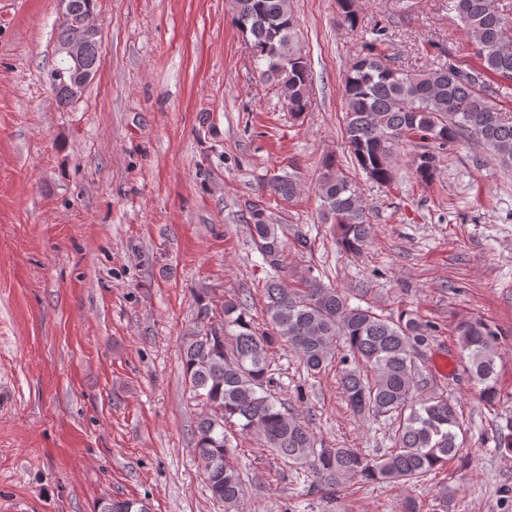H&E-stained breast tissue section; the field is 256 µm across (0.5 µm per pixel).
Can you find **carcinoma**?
Wrapping results in <instances>:
<instances>
[{
    "label": "carcinoma",
    "instance_id": "carcinoma-1",
    "mask_svg": "<svg viewBox=\"0 0 512 512\" xmlns=\"http://www.w3.org/2000/svg\"><path fill=\"white\" fill-rule=\"evenodd\" d=\"M341 24L359 25L355 0H337ZM471 39L480 68L465 69L448 61L419 73L395 64L376 44L383 29L365 43L345 75L342 100L345 137L351 156L368 180L387 185L392 159L401 146L413 147L415 178L434 181L438 151L463 141L478 144L512 171V114L502 111L491 76L512 81V13L492 0H451ZM236 23L245 35L258 73L286 93L295 116L309 108V66L297 39V21L288 0H233ZM270 189L285 200L299 185L291 174L274 178ZM323 215L333 224L336 244L360 254L371 237L355 183L326 163L319 183ZM250 232L256 251L268 266L265 328L249 313L244 297L214 299L207 289L198 298L196 321L183 337V373L200 405L194 451L207 487L224 512H240L244 496L236 449L226 427L260 435L278 457L304 472L307 492L336 496L346 481L414 483L461 455L456 407L434 393L424 394L426 377L416 363L418 346L433 325L401 310L389 315L373 307L351 306L347 296L313 278L294 287L286 281L282 226L262 209L252 211ZM454 333L467 354V370L487 404L497 397V332L481 319L458 321ZM286 340L308 374L316 375L337 359L342 363V392L350 410L383 415L393 421V446L366 455L355 448L317 447L307 425L272 392L276 383L269 349ZM100 512H148L146 504L106 499Z\"/></svg>",
    "mask_w": 512,
    "mask_h": 512
}]
</instances>
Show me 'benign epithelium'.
Segmentation results:
<instances>
[{
	"mask_svg": "<svg viewBox=\"0 0 512 512\" xmlns=\"http://www.w3.org/2000/svg\"><path fill=\"white\" fill-rule=\"evenodd\" d=\"M62 26L70 27L80 25L81 36L61 40L57 43L56 52L61 56L63 65L72 72L70 82L63 85L71 98L76 99L82 95L86 87L95 78L96 73L85 63V50L87 44L98 36V29L89 22V18L82 16L74 20L72 0H56Z\"/></svg>",
	"mask_w": 512,
	"mask_h": 512,
	"instance_id": "7a95c632",
	"label": "benign epithelium"
}]
</instances>
